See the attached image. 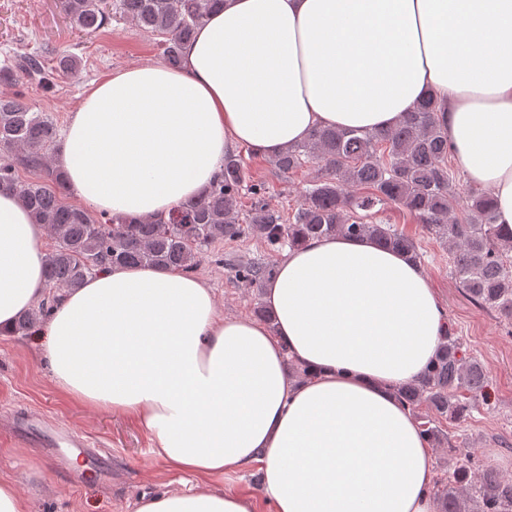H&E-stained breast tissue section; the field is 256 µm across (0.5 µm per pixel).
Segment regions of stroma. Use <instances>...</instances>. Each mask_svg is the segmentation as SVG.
<instances>
[{
  "mask_svg": "<svg viewBox=\"0 0 512 512\" xmlns=\"http://www.w3.org/2000/svg\"><path fill=\"white\" fill-rule=\"evenodd\" d=\"M62 49L81 62L74 77L53 79L48 87L37 75L0 83V94L20 96L62 129L93 81L163 59L158 38L130 24L113 20L96 36L86 37L71 27L60 0H0V65L38 52L49 72ZM238 153L251 180L264 185L267 202L286 215L321 173L320 165L312 163L283 173L271 159L249 148H239ZM372 219L393 225L415 240L423 255L421 265L444 301L449 324L465 353L485 367L491 385L490 405L473 409L458 423L438 421L442 443L433 450V478L449 477L456 461L470 457L489 459L512 478V323L477 304L459 287L450 274L447 247L418 219L394 205L384 206ZM283 258V252L271 251L263 238L249 233L211 243L196 274L212 288L224 317L253 318L262 294L246 287L235 271L242 264H277ZM39 354L34 331L0 335V475L14 479L19 491L31 497L33 512H135L142 495L196 488L193 475L169 468L153 453L148 433L131 417L78 405L60 394ZM30 414L80 433L95 449V457L78 461L89 474L86 481H73L50 450L32 437L10 434L8 418ZM452 447L457 450L453 456L448 453Z\"/></svg>",
  "mask_w": 512,
  "mask_h": 512,
  "instance_id": "stroma-1",
  "label": "stroma"
}]
</instances>
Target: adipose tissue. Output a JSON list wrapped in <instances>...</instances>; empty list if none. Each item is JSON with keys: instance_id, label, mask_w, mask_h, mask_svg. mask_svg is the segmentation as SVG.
Segmentation results:
<instances>
[{"instance_id": "adipose-tissue-1", "label": "adipose tissue", "mask_w": 512, "mask_h": 512, "mask_svg": "<svg viewBox=\"0 0 512 512\" xmlns=\"http://www.w3.org/2000/svg\"><path fill=\"white\" fill-rule=\"evenodd\" d=\"M454 158L512 226V0H224L183 62L94 82L59 164L94 210L165 215L241 147L273 157L319 126H394L426 96ZM45 228L0 193V334L47 291ZM272 325L221 315L180 269L114 267L65 292L40 330L57 389L134 418L205 488L136 512H255L220 489L258 469L272 512H437L431 447L396 388L448 314L421 265L366 238H312L267 282ZM310 377L292 381L285 358Z\"/></svg>"}]
</instances>
